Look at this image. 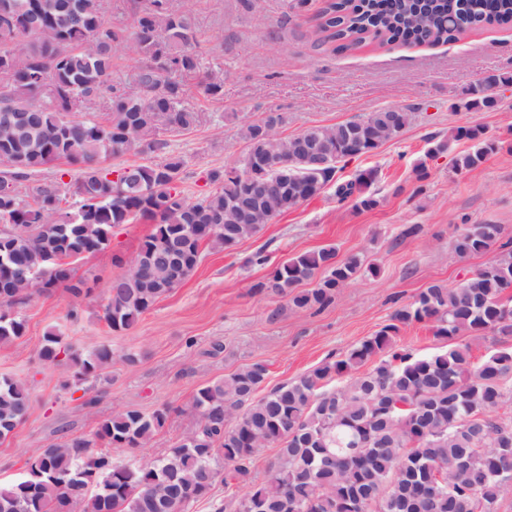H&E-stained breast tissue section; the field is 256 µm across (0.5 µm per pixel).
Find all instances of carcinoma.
Listing matches in <instances>:
<instances>
[{
    "instance_id": "1",
    "label": "carcinoma",
    "mask_w": 512,
    "mask_h": 512,
    "mask_svg": "<svg viewBox=\"0 0 512 512\" xmlns=\"http://www.w3.org/2000/svg\"><path fill=\"white\" fill-rule=\"evenodd\" d=\"M103 0H0L9 34L0 36V345L26 333L18 307L33 295L62 287L83 293L75 264L107 248L121 224H153L137 252L151 262L128 271L108 290L105 321L113 331L133 327L160 297L197 267L202 246L231 249L274 217L334 187L337 202L372 209L368 192L376 171L335 178L337 164L370 155L398 138L412 115L375 113L311 126L282 137V112H266L242 133L246 149L233 165L209 172L212 188L191 201L182 188L186 161L166 135L196 127L202 113L188 102L184 78L203 95L224 98L222 74L202 66L190 10L169 0L137 8L129 29L104 17ZM314 30L319 47L346 52L364 46L438 44L479 27L512 25V0H324ZM136 59L123 87L112 84L114 49ZM103 99L102 117L76 115ZM495 97L477 84L463 106L492 109ZM463 134L475 148L454 158L459 170L479 167L497 148L484 130ZM308 135L331 153L324 167L298 148ZM150 154L148 163L108 167L109 157ZM274 188L241 218L237 202L249 190L247 169ZM62 162L71 175L33 179ZM461 258L490 254L459 285L432 284L395 309L385 324L346 352L326 358L298 378L262 393L268 367L261 361L200 387L192 402L195 424L166 454L145 461L112 454L143 448L164 427L171 408L151 413L118 409L91 438L63 436L27 462L19 480L0 484V512H189L224 485L216 512H502L512 502V240L497 224H465L452 241ZM361 273H377L366 255L336 259V249L302 253L255 283L297 310L323 306ZM312 288L301 290L306 282ZM431 326L448 342L417 357L398 340L402 327ZM491 339L479 361L464 338ZM38 355L74 367L72 385L104 379L112 350L83 356L55 333ZM30 393L0 377V439L26 418ZM277 449L265 477L255 462Z\"/></svg>"
}]
</instances>
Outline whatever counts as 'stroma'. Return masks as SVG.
Here are the masks:
<instances>
[{
  "mask_svg": "<svg viewBox=\"0 0 512 512\" xmlns=\"http://www.w3.org/2000/svg\"><path fill=\"white\" fill-rule=\"evenodd\" d=\"M170 4L189 6L205 64L224 70L220 101L204 97L194 78L186 80L191 103L207 116L203 124L171 136L186 161L183 186L189 198L209 191L211 170L244 153L240 130L264 112L286 114L285 136L386 108L409 112L412 120L399 138L337 173L345 180L375 170L370 190L379 200L376 208L337 203L328 188L233 249L203 246L195 271L129 330L112 331L104 305L112 280L126 273L151 224L116 227L106 250L77 263V277L92 289L89 296L76 299L62 288L34 295L20 309L25 336L0 345V376L22 380L31 396L26 420L0 439V484L21 478L28 457L62 436H93L99 421L116 409L174 407L163 430L136 451L137 457L157 458L192 429L190 408L200 386L258 360L268 366V386L293 380L329 353L373 335L429 285L456 286L485 261L454 253L457 227L497 224L502 239H512V84L495 90L494 109L456 106L484 74L512 75V27L474 29L436 45L395 42L335 52L313 45L321 0L294 10L288 0ZM474 127L496 139L498 148L478 168L456 170L454 158L471 147L456 132ZM435 134L448 137L450 145L431 159L429 138ZM421 163L428 175L420 181L414 169ZM411 225L416 234L401 237ZM324 247L335 248L341 260L365 254L379 272L358 275L321 309L298 311L285 297L252 292L269 265ZM259 250L268 266L250 264ZM50 331L84 355L109 346L106 381L82 390L66 387L67 369L38 356V342ZM130 353L136 364L125 362Z\"/></svg>",
  "mask_w": 512,
  "mask_h": 512,
  "instance_id": "35a3bbf8",
  "label": "stroma"
}]
</instances>
